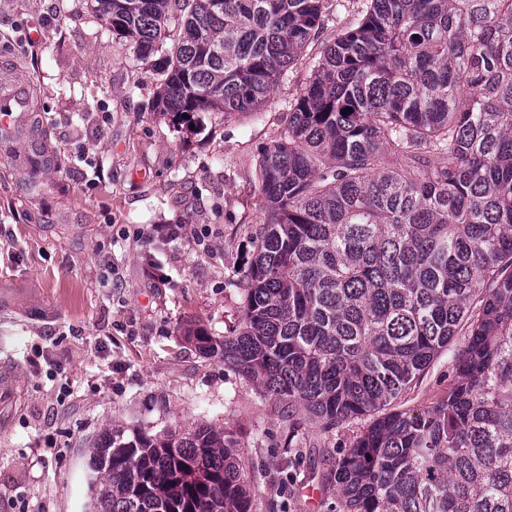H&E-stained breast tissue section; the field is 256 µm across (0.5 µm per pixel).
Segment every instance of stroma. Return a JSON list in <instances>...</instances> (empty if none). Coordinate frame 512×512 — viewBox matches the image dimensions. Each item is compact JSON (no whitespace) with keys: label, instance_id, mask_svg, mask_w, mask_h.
<instances>
[{"label":"stroma","instance_id":"stroma-1","mask_svg":"<svg viewBox=\"0 0 512 512\" xmlns=\"http://www.w3.org/2000/svg\"><path fill=\"white\" fill-rule=\"evenodd\" d=\"M15 62L39 111L35 134L0 145V512H88L106 429L202 423L237 440L252 512H330L336 491L320 477L363 421L326 432L287 417L185 338L239 326L264 217L260 149L283 133L307 57L261 111L193 124L153 111L160 75L113 41L92 0H0V68ZM37 152L51 161L34 172ZM161 224L183 231L162 241ZM452 364L438 357L391 411L446 398Z\"/></svg>","mask_w":512,"mask_h":512}]
</instances>
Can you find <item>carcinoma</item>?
<instances>
[{
	"mask_svg": "<svg viewBox=\"0 0 512 512\" xmlns=\"http://www.w3.org/2000/svg\"><path fill=\"white\" fill-rule=\"evenodd\" d=\"M325 2L94 0L179 117L259 111ZM309 68L260 153L241 327L188 339L290 417H372L323 475L336 512H512V0H365ZM446 351L447 398L383 412ZM89 471L91 512H251L222 428H114Z\"/></svg>",
	"mask_w": 512,
	"mask_h": 512,
	"instance_id": "obj_1",
	"label": "carcinoma"
}]
</instances>
